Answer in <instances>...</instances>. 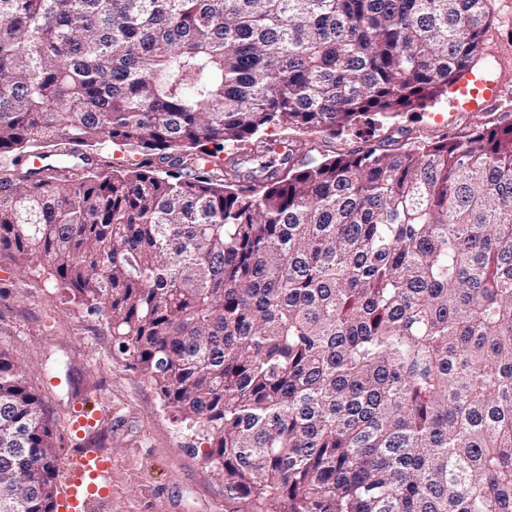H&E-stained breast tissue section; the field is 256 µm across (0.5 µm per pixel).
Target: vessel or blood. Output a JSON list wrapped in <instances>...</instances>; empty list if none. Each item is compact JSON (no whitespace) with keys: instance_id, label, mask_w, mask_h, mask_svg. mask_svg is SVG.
<instances>
[{"instance_id":"1","label":"vessel or blood","mask_w":512,"mask_h":512,"mask_svg":"<svg viewBox=\"0 0 512 512\" xmlns=\"http://www.w3.org/2000/svg\"><path fill=\"white\" fill-rule=\"evenodd\" d=\"M63 495L59 512H96L112 496V461L87 449L63 461Z\"/></svg>"}]
</instances>
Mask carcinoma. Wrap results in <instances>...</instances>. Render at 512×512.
I'll use <instances>...</instances> for the list:
<instances>
[{
  "instance_id": "cac0c4a2",
  "label": "carcinoma",
  "mask_w": 512,
  "mask_h": 512,
  "mask_svg": "<svg viewBox=\"0 0 512 512\" xmlns=\"http://www.w3.org/2000/svg\"><path fill=\"white\" fill-rule=\"evenodd\" d=\"M488 2L0 0V254L103 314L260 512H512V123L296 144L257 183L221 158L436 100ZM57 477L0 352V512ZM94 153L97 154L102 163H107L120 169L135 167L136 164L145 158L141 151L124 145H116L110 141L97 146Z\"/></svg>"
}]
</instances>
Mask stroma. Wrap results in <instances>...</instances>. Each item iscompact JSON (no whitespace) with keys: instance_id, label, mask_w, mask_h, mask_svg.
Segmentation results:
<instances>
[{"instance_id":"35a3bbf8","label":"stroma","mask_w":512,"mask_h":512,"mask_svg":"<svg viewBox=\"0 0 512 512\" xmlns=\"http://www.w3.org/2000/svg\"><path fill=\"white\" fill-rule=\"evenodd\" d=\"M492 24L471 72L426 106L375 127L296 132L314 155L335 156L398 129L433 142L481 124L512 123V0H491ZM23 368L54 423L58 456L88 448L112 460V497L98 512H254L227 495L208 444L173 421L156 390L112 340L102 314L64 296L42 268L0 255V349Z\"/></svg>"}]
</instances>
